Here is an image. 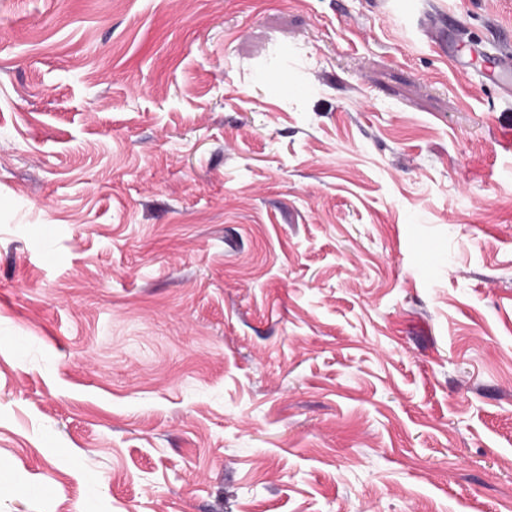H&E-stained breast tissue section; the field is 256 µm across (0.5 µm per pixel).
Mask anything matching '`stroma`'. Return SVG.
<instances>
[{
	"label": "stroma",
	"instance_id": "obj_1",
	"mask_svg": "<svg viewBox=\"0 0 512 512\" xmlns=\"http://www.w3.org/2000/svg\"><path fill=\"white\" fill-rule=\"evenodd\" d=\"M401 11L0 0V512H512V99Z\"/></svg>",
	"mask_w": 512,
	"mask_h": 512
}]
</instances>
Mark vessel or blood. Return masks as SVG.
Instances as JSON below:
<instances>
[{"instance_id":"obj_1","label":"vessel or blood","mask_w":512,"mask_h":512,"mask_svg":"<svg viewBox=\"0 0 512 512\" xmlns=\"http://www.w3.org/2000/svg\"><path fill=\"white\" fill-rule=\"evenodd\" d=\"M416 31L442 57L451 59L457 72L467 74L476 58L488 60L493 83L501 97L512 98V33L503 31L496 38H463L457 15L432 11L416 18Z\"/></svg>"}]
</instances>
